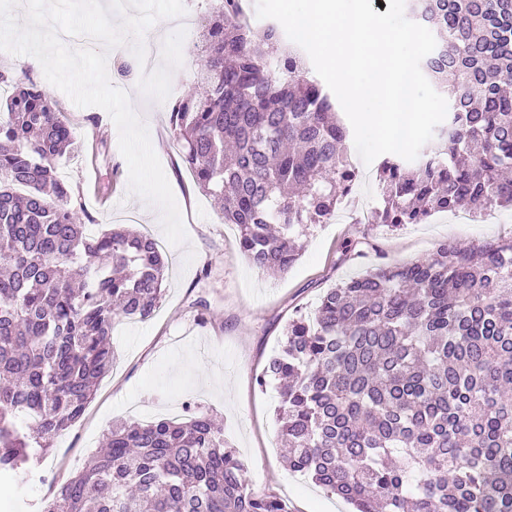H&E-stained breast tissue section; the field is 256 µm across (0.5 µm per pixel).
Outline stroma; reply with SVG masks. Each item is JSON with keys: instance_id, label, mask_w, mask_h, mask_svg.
Segmentation results:
<instances>
[{"instance_id": "stroma-1", "label": "stroma", "mask_w": 512, "mask_h": 512, "mask_svg": "<svg viewBox=\"0 0 512 512\" xmlns=\"http://www.w3.org/2000/svg\"><path fill=\"white\" fill-rule=\"evenodd\" d=\"M132 58L126 47L120 56H108L109 80L128 92L149 130L182 214L187 241L164 245L168 267L159 309L147 321L115 325L117 362L81 420L53 439L51 451L38 464L39 476L23 483L0 476V512H37L59 488L57 481L42 482L41 474L64 477L81 470L103 447L113 422L131 419L146 424L166 417L174 405L181 415L206 412L223 425L224 444L246 463L255 491L281 496L291 512H350L343 499L283 464L274 413L277 391L271 386L260 389L257 376L279 352L289 318L312 311L329 288L378 264L426 258L443 240L468 244L510 237L512 210L492 211L482 224L459 223L451 213L396 230L373 224L369 218L377 204L378 167L361 163L344 213L312 226L299 238L300 258L287 273L268 275L246 261L236 227L225 223L180 164V144L168 122L170 102L145 97L137 87L139 73H121L122 61ZM52 96L85 144L84 156L61 157L56 168L68 172V185L93 217L88 232L121 224L146 227L155 238H163L160 210L129 191L128 166L109 114L95 106H76L57 89ZM350 243L358 244L361 254L342 260V250ZM202 300L207 303L203 310L198 307Z\"/></svg>"}]
</instances>
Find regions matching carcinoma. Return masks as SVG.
Instances as JSON below:
<instances>
[{"label": "carcinoma", "mask_w": 512, "mask_h": 512, "mask_svg": "<svg viewBox=\"0 0 512 512\" xmlns=\"http://www.w3.org/2000/svg\"><path fill=\"white\" fill-rule=\"evenodd\" d=\"M210 0L199 97L176 101L180 162L239 230L257 269L284 274L297 236L336 215L358 171L348 130L301 58ZM434 33L423 69L451 84L440 145L379 166L371 223L512 206V0H405ZM0 83V473L27 474L73 427L116 359L119 320L165 293L154 238L91 235L55 161L83 144L28 74ZM284 381L288 469L355 512H512V238L443 241L422 260L340 282L288 322L257 378ZM41 512H288L250 488L211 416L112 425L108 447Z\"/></svg>", "instance_id": "cac0c4a2"}]
</instances>
